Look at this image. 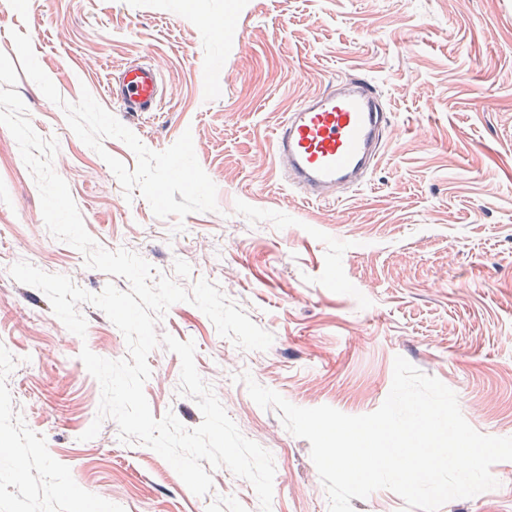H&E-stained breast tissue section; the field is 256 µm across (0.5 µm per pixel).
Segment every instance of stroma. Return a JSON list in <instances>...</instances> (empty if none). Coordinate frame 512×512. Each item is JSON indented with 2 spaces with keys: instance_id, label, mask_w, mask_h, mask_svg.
I'll list each match as a JSON object with an SVG mask.
<instances>
[{
  "instance_id": "35a3bbf8",
  "label": "stroma",
  "mask_w": 512,
  "mask_h": 512,
  "mask_svg": "<svg viewBox=\"0 0 512 512\" xmlns=\"http://www.w3.org/2000/svg\"><path fill=\"white\" fill-rule=\"evenodd\" d=\"M9 55L34 130L89 235L184 289L219 286L273 336L245 352L187 302L157 335L195 344V365L241 433L275 463L271 512H329L307 440L260 408L247 373L293 405L376 411L396 356L452 389L480 433L512 437V0H0ZM153 59L156 115L112 103L114 69ZM370 78L397 136L367 183L331 204L303 199L271 153L290 109L332 77ZM26 261L97 293L126 279L86 267L55 239L18 145L0 126V512H261L227 468L192 494L158 453L98 435L101 388L82 348L127 358L122 332L83 303L67 330ZM154 418L189 428L181 361L148 356ZM497 488L440 512H512V461Z\"/></svg>"
}]
</instances>
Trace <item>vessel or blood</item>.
I'll list each match as a JSON object with an SVG mask.
<instances>
[{
    "label": "vessel or blood",
    "instance_id": "obj_1",
    "mask_svg": "<svg viewBox=\"0 0 512 512\" xmlns=\"http://www.w3.org/2000/svg\"><path fill=\"white\" fill-rule=\"evenodd\" d=\"M160 74L150 64L122 67L112 80L121 111L156 112ZM392 116L369 79L344 74L292 109L272 136L274 159L305 199L327 202L339 188L358 186L379 164L392 140Z\"/></svg>",
    "mask_w": 512,
    "mask_h": 512
}]
</instances>
